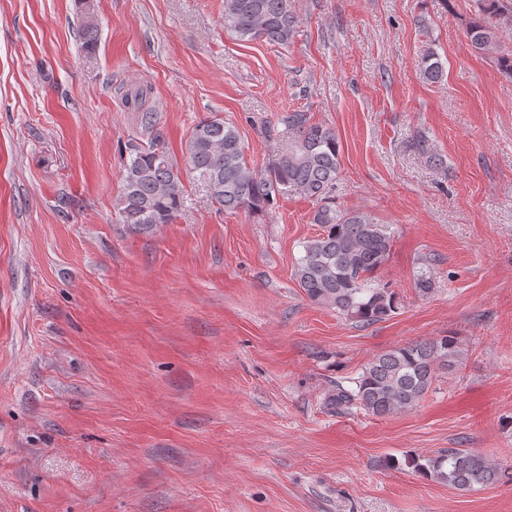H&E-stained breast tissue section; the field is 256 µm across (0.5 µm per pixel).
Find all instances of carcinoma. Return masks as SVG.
I'll return each instance as SVG.
<instances>
[{"instance_id": "obj_1", "label": "carcinoma", "mask_w": 512, "mask_h": 512, "mask_svg": "<svg viewBox=\"0 0 512 512\" xmlns=\"http://www.w3.org/2000/svg\"><path fill=\"white\" fill-rule=\"evenodd\" d=\"M293 0H224V29L243 41L262 39L288 45L297 33ZM512 28V0H477V15L465 30L468 45L477 53L501 49L498 31ZM85 53L97 49L98 25L82 21ZM423 79L436 82L444 66L432 49L420 60ZM144 91L126 94L125 103L138 110L147 141L127 145L123 187L115 202L121 222L138 232H150L172 223L183 211L185 198L176 164L161 146L163 133L157 115L141 110ZM288 148L262 168L249 166L237 128L213 117L196 124L185 151L192 170L206 187L212 202L229 211L261 215L278 197L289 193L324 200L340 170V143L336 132L310 122L308 113H288ZM312 223L322 233L304 242L295 277L306 297L349 320L371 325L388 319L398 309L397 297L377 281L393 243L389 225L379 224L358 209L341 210L328 203L313 213ZM454 336L396 347L380 354L361 372L337 384L327 396L338 411L353 408L374 416H389L416 405L430 389L440 368L452 369L464 360ZM405 465L413 472L462 490L492 484L498 467L470 450L450 448L435 456L409 454L404 461L389 458L391 469Z\"/></svg>"}]
</instances>
